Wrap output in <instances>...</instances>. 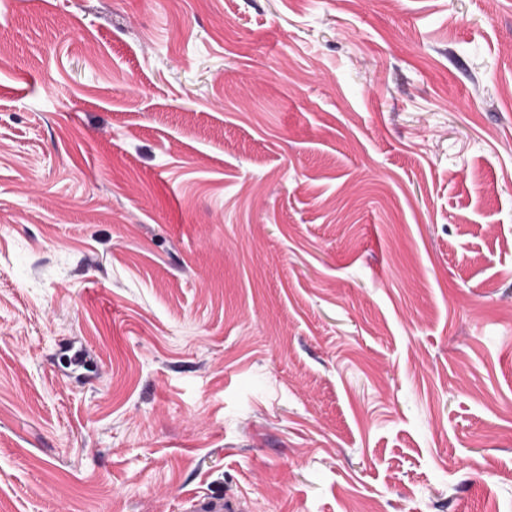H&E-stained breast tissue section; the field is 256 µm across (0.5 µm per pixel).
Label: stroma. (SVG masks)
<instances>
[{"label":"stroma","mask_w":512,"mask_h":512,"mask_svg":"<svg viewBox=\"0 0 512 512\" xmlns=\"http://www.w3.org/2000/svg\"><path fill=\"white\" fill-rule=\"evenodd\" d=\"M211 495L512 512V0H0V512Z\"/></svg>","instance_id":"1"}]
</instances>
